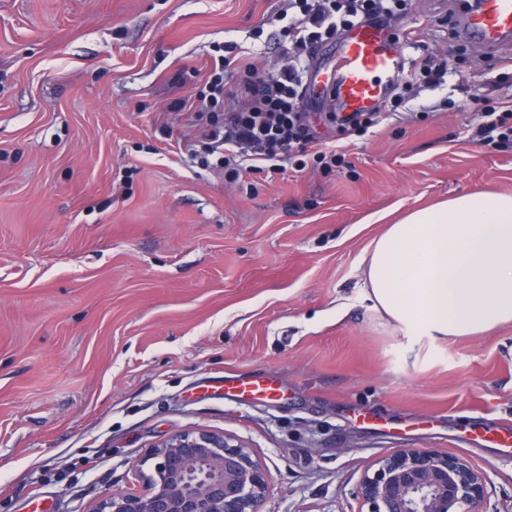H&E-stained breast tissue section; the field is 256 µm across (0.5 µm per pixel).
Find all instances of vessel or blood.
<instances>
[{"mask_svg":"<svg viewBox=\"0 0 512 512\" xmlns=\"http://www.w3.org/2000/svg\"><path fill=\"white\" fill-rule=\"evenodd\" d=\"M447 19L449 33L460 43L479 44L492 55L512 53V0H472L465 9L458 0H448ZM405 63V51L391 29L373 21L358 23L340 34L310 69L306 102L317 103L319 95L326 94L343 114L375 111ZM278 393V381L268 376L218 379L202 391L206 398L240 401L272 399Z\"/></svg>","mask_w":512,"mask_h":512,"instance_id":"1","label":"vessel or blood"}]
</instances>
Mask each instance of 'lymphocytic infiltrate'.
Returning <instances> with one entry per match:
<instances>
[{
    "mask_svg": "<svg viewBox=\"0 0 512 512\" xmlns=\"http://www.w3.org/2000/svg\"><path fill=\"white\" fill-rule=\"evenodd\" d=\"M414 0H286L277 15L288 39V63L271 76L248 68L241 85L245 105L239 111L224 109V67L216 65L206 80L201 98L208 111L223 112V120H210L202 128L193 155L204 166H217L229 179L240 176L243 162L262 160L268 172L282 171L286 164L306 168V156L331 167L344 162L337 151H315L322 138L312 113L304 111V76L317 47L335 40L361 19L391 26L411 13ZM448 59L433 53L413 59L392 89L394 108L405 107L421 91L442 85ZM469 138L479 146L512 147V100L491 105L488 98L473 101Z\"/></svg>",
    "mask_w": 512,
    "mask_h": 512,
    "instance_id": "f902f5d3",
    "label": "lymphocytic infiltrate"
}]
</instances>
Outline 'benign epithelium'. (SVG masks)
I'll use <instances>...</instances> for the list:
<instances>
[{
  "label": "benign epithelium",
  "mask_w": 512,
  "mask_h": 512,
  "mask_svg": "<svg viewBox=\"0 0 512 512\" xmlns=\"http://www.w3.org/2000/svg\"><path fill=\"white\" fill-rule=\"evenodd\" d=\"M145 494H113L93 512H260L269 473L249 449L208 431L155 447ZM367 512H480L483 479L459 458L412 448L378 460L362 478Z\"/></svg>",
  "instance_id": "1"
}]
</instances>
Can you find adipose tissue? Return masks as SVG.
<instances>
[{
    "label": "adipose tissue",
    "instance_id": "adipose-tissue-1",
    "mask_svg": "<svg viewBox=\"0 0 512 512\" xmlns=\"http://www.w3.org/2000/svg\"><path fill=\"white\" fill-rule=\"evenodd\" d=\"M362 297L407 334L477 336L512 324V195L463 194L389 225Z\"/></svg>",
    "mask_w": 512,
    "mask_h": 512
}]
</instances>
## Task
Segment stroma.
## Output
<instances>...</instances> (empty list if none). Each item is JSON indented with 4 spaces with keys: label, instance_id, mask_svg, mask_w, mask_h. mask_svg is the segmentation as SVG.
Listing matches in <instances>:
<instances>
[{
    "label": "stroma",
    "instance_id": "obj_1",
    "mask_svg": "<svg viewBox=\"0 0 512 512\" xmlns=\"http://www.w3.org/2000/svg\"><path fill=\"white\" fill-rule=\"evenodd\" d=\"M282 0H0V512H91L142 494L170 436L221 432L270 474L261 512H361L368 466L404 448L463 460L482 512H512V324L479 336L396 331L354 301L372 243L408 212L512 194V148L470 144L474 97L512 68L467 47L451 77L343 147L327 171L192 164L196 94L232 42L273 74ZM451 43L438 0L399 23ZM269 375L279 397L199 400L215 374ZM380 420L364 423L367 411ZM144 461L136 470L134 461Z\"/></svg>",
    "mask_w": 512,
    "mask_h": 512
}]
</instances>
